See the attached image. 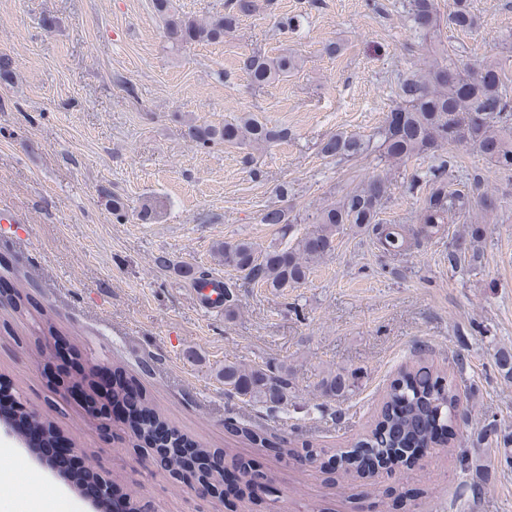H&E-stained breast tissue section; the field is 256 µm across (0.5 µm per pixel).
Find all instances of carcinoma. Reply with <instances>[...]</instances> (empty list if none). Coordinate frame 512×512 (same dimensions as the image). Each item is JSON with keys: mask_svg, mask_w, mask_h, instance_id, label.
I'll return each mask as SVG.
<instances>
[{"mask_svg": "<svg viewBox=\"0 0 512 512\" xmlns=\"http://www.w3.org/2000/svg\"><path fill=\"white\" fill-rule=\"evenodd\" d=\"M153 8L163 20L167 43L181 48L192 43L223 42L224 34L236 26L241 16L256 12L258 4L256 0H225L224 13L204 19L179 14L172 0H153ZM406 13L411 29L430 43V59L424 74L399 80L401 104L393 111L398 120H387L368 139L336 133L322 143L320 151L327 158L346 160L377 152L380 158L395 163L423 154L434 155V168L412 175L409 182L411 189L421 182L428 186L417 226L391 224L380 217L390 198L391 182L378 174L339 202L307 216L313 229L293 246L262 250L247 239L217 245L215 254L219 260L242 279L260 282L274 291L305 283L313 267L331 252L336 232L345 225L366 234L382 252L400 254L439 235L473 204L481 213L498 208L497 198L481 191L482 179L477 173L470 177L471 186L477 191L474 203L461 193L448 191L453 156L440 150L470 144L488 162L512 170V78L499 60L461 64L442 43L445 26L463 32L475 28L477 21L468 0H449L446 15L441 14L435 0H407ZM298 66V57L291 54L257 55L246 61L249 78L258 86L285 76ZM189 135L200 147L226 143L268 146L288 137V129L272 126L250 113L222 125H192ZM260 223L291 224L293 219L288 209L270 207L262 213ZM485 232L483 224L470 225L467 235L456 239L448 250V263L456 267L469 258L475 259ZM12 309L18 316L32 320L39 330L54 333L52 318L29 294L15 290ZM221 377L230 395L242 394L270 408L288 403L291 382L286 373L226 363ZM357 379V371L330 373L322 380L321 389L333 397L352 390ZM460 404L456 378L442 376L424 365L402 371L384 396L380 419L352 448L336 453L341 469L361 472L357 448L368 449L392 468L404 465L406 457L416 458L419 448L428 454L439 453L443 441L438 435L449 433L460 422L468 424V412L458 413ZM162 423L164 420L144 393L131 421L116 426V430L129 434L133 445L139 448H157L154 429ZM224 468L237 474L238 483L246 489L256 479L230 448L224 451Z\"/></svg>", "mask_w": 512, "mask_h": 512, "instance_id": "cac0c4a2", "label": "carcinoma"}]
</instances>
